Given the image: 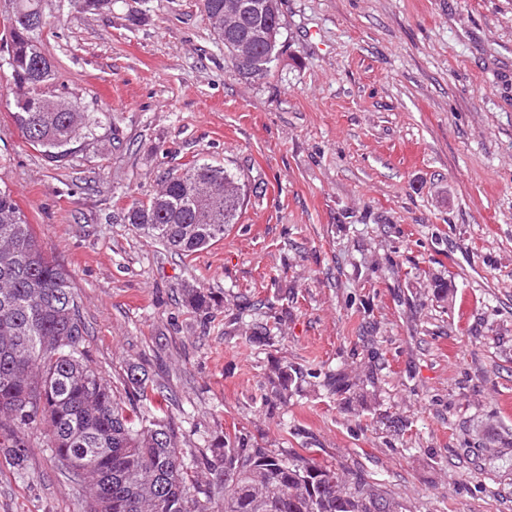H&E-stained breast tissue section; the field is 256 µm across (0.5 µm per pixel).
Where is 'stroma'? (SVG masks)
I'll return each mask as SVG.
<instances>
[{"instance_id": "stroma-1", "label": "stroma", "mask_w": 512, "mask_h": 512, "mask_svg": "<svg viewBox=\"0 0 512 512\" xmlns=\"http://www.w3.org/2000/svg\"><path fill=\"white\" fill-rule=\"evenodd\" d=\"M57 3L46 92L112 127L49 163L0 77V184L69 273L102 377L144 367L189 454L235 433L363 473L408 512H512V0H284L261 81L233 72L199 0ZM198 161L256 191L183 260L124 209ZM283 366L300 376L281 396ZM27 441L24 474L0 462V512H85L44 430ZM186 306L195 314L208 315L211 310V293L201 288H186L184 291Z\"/></svg>"}]
</instances>
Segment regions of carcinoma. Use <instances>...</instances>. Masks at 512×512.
<instances>
[{"label": "carcinoma", "mask_w": 512, "mask_h": 512, "mask_svg": "<svg viewBox=\"0 0 512 512\" xmlns=\"http://www.w3.org/2000/svg\"><path fill=\"white\" fill-rule=\"evenodd\" d=\"M265 0H202L220 42H252V58L230 61L249 79L257 63L271 74L280 48L254 40L260 28H281L282 0L274 10L243 9ZM7 58L24 139L52 163H63L75 144L102 126L109 112H85L42 87L58 71L39 47L45 22L41 0H9ZM116 0H60L76 12H110ZM246 184L231 169L208 162L172 171L127 220L179 257H190L224 238L238 221ZM186 306L208 315L211 293L185 289ZM86 325L69 274L46 252L12 191L0 188V453L17 473L25 470L26 434L46 428L61 470L82 478L88 512H403L358 474L339 472L301 456L286 457L234 437L219 439L211 455L184 457L180 428L170 417L149 420L138 402L148 399V374L130 363L128 402L117 398L84 353ZM224 464L198 490L195 474Z\"/></svg>", "instance_id": "1"}]
</instances>
